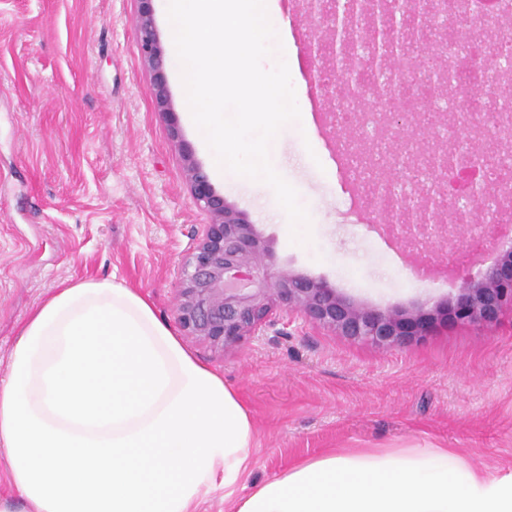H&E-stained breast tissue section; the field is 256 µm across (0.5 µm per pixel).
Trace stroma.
Masks as SVG:
<instances>
[{"mask_svg":"<svg viewBox=\"0 0 512 512\" xmlns=\"http://www.w3.org/2000/svg\"><path fill=\"white\" fill-rule=\"evenodd\" d=\"M153 7L180 132L215 190L269 240L276 267L381 309L455 294L470 253L404 249L352 192L328 124H288L271 149L309 211L307 244L274 221L268 185L214 175L186 119L167 0ZM135 12V0H0V378L20 325L63 282L110 278L175 318L181 262L208 218L156 110ZM186 347L249 410L252 480L334 448L432 445L480 470L512 465L510 322L492 331L454 324L390 352L295 323L273 342Z\"/></svg>","mask_w":512,"mask_h":512,"instance_id":"stroma-1","label":"stroma"}]
</instances>
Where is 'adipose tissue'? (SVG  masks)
<instances>
[{
  "label": "adipose tissue",
  "mask_w": 512,
  "mask_h": 512,
  "mask_svg": "<svg viewBox=\"0 0 512 512\" xmlns=\"http://www.w3.org/2000/svg\"><path fill=\"white\" fill-rule=\"evenodd\" d=\"M255 429L149 296L62 283L21 326L0 380V451L18 501L0 512H512V467L451 448H338L241 492Z\"/></svg>",
  "instance_id": "adipose-tissue-1"
}]
</instances>
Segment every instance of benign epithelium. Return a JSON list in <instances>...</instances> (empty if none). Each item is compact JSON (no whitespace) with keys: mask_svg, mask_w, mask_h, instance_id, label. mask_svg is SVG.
I'll list each match as a JSON object with an SVG mask.
<instances>
[{"mask_svg":"<svg viewBox=\"0 0 512 512\" xmlns=\"http://www.w3.org/2000/svg\"><path fill=\"white\" fill-rule=\"evenodd\" d=\"M135 24L138 49L152 74L155 103L183 163L190 195L206 213L193 246L181 266L180 286L174 300L176 320L185 335L214 347L226 349L246 340L273 341L282 335L277 325L299 321L319 327L353 343L382 350H396L433 335L441 326L468 324L483 329L501 325L512 311V240L499 242V257L487 267L469 271L456 294L431 306L380 309L357 305L339 294L327 281L277 269L267 239L245 214L224 200L207 172L195 160L192 146L182 139L176 112L167 87L165 51L155 25L153 0H136ZM384 0H304L308 13L334 17L330 38L319 35L308 40L309 55L320 59L340 53L354 71L355 99L366 96L368 72L383 69L390 54L409 56V51L426 46V60H435L439 47L426 25V2L410 13L399 4L383 11ZM388 125L410 130L412 136L396 144L382 142L383 155L404 169L402 158H420L435 176V183L469 170L476 175L451 199L467 200L482 192V165L492 158L475 145L450 154L428 150L420 142L421 129L408 112H392ZM423 218L417 224L396 223L390 228L410 246L434 241L459 249L471 225L439 224L438 208L431 196L421 199Z\"/></svg>","mask_w":512,"mask_h":512,"instance_id":"1","label":"benign epithelium"}]
</instances>
